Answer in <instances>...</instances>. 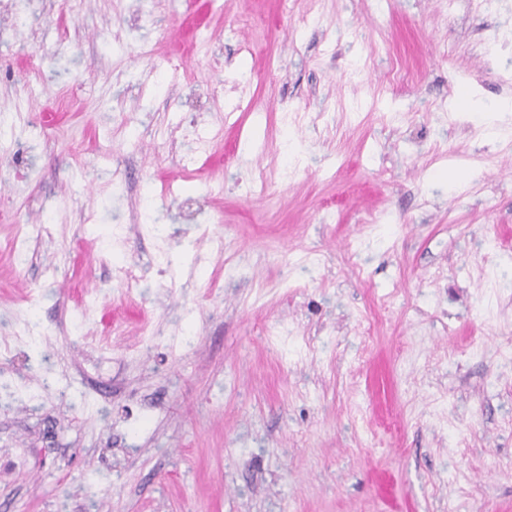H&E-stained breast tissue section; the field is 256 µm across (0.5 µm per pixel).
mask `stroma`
Instances as JSON below:
<instances>
[{
  "label": "stroma",
  "instance_id": "1",
  "mask_svg": "<svg viewBox=\"0 0 512 512\" xmlns=\"http://www.w3.org/2000/svg\"><path fill=\"white\" fill-rule=\"evenodd\" d=\"M65 2L0 0V512H512V0Z\"/></svg>",
  "mask_w": 512,
  "mask_h": 512
}]
</instances>
